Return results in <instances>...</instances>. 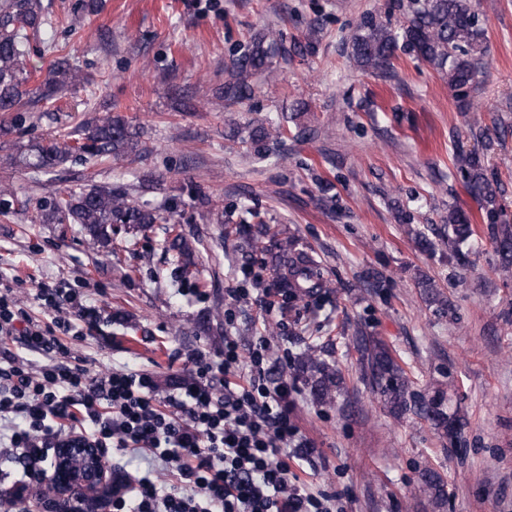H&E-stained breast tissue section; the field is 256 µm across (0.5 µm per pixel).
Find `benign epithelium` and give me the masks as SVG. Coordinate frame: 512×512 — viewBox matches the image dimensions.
<instances>
[{"label":"benign epithelium","instance_id":"obj_1","mask_svg":"<svg viewBox=\"0 0 512 512\" xmlns=\"http://www.w3.org/2000/svg\"><path fill=\"white\" fill-rule=\"evenodd\" d=\"M116 480L99 448H57L48 491L31 496L32 512H109Z\"/></svg>","mask_w":512,"mask_h":512}]
</instances>
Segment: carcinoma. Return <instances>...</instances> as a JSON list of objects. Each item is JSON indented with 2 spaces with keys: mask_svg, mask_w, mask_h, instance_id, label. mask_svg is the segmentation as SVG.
Segmentation results:
<instances>
[{
  "mask_svg": "<svg viewBox=\"0 0 512 512\" xmlns=\"http://www.w3.org/2000/svg\"><path fill=\"white\" fill-rule=\"evenodd\" d=\"M403 20L399 28L382 22L375 15L362 16L351 36L349 60L374 73L393 66L398 54L412 56L431 65L448 80L459 107H471L468 92L477 76L476 60L483 54L485 20L471 0H400ZM53 24L42 12L39 0H0V112H13V124L22 122L29 111L31 94L46 104L69 88L88 83L82 73L63 59L55 62L48 76L35 89L28 88L31 71L26 58L31 43L53 42ZM289 50L280 31H258L237 44L224 63V107H232L252 97L253 78L271 71L279 61L287 60ZM288 115L250 128L245 142L254 147L257 159L270 157L269 142H281L288 136ZM144 150L139 127L125 117L110 112L67 134L41 139L27 148L18 163L34 173L49 174L68 161L97 163L120 161ZM449 175L461 180L472 195L484 203V223L490 226L500 265L512 267V225L497 196L495 178L489 173L484 155L477 151L459 153L453 158ZM177 204L168 202L147 208L128 200L121 186L91 184L79 190L56 193L39 204L36 221L40 224H78L88 236L90 248H112L116 224H134L147 231L154 224L168 225L173 235L170 248L184 254L187 238L178 230ZM474 235L472 224L457 211L448 213V248L455 256L462 253ZM281 252L278 263L270 266L272 279L285 300L284 310L291 312L312 300L328 295L332 284L321 263L296 248L292 240L277 242ZM359 348L365 360L368 387L388 409L400 417L408 412L430 422L448 440L457 437L463 420L447 412L444 396H424L412 389V382L389 348L380 341L362 336ZM296 372L310 386L320 403L333 401L343 390L341 374L309 354L296 365ZM422 484L436 506L443 505L445 484L434 469L421 474Z\"/></svg>",
  "mask_w": 512,
  "mask_h": 512,
  "instance_id": "1",
  "label": "carcinoma"
}]
</instances>
